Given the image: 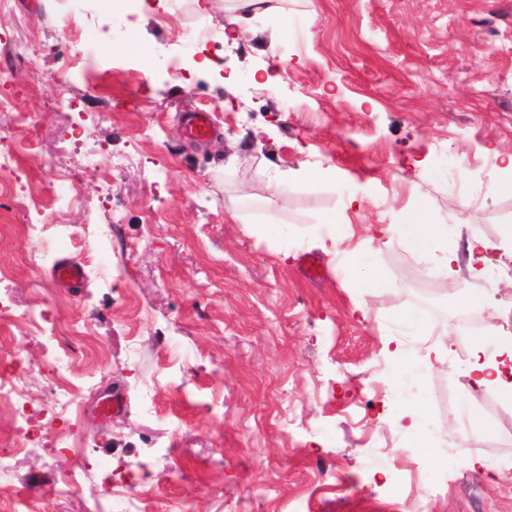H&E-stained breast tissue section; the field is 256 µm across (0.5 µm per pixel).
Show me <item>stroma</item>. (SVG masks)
I'll return each mask as SVG.
<instances>
[{
  "label": "stroma",
  "instance_id": "1",
  "mask_svg": "<svg viewBox=\"0 0 512 512\" xmlns=\"http://www.w3.org/2000/svg\"><path fill=\"white\" fill-rule=\"evenodd\" d=\"M130 18L117 0L0 11V94L27 117L0 135L29 208L0 220V298L49 312L64 376L84 390L76 417L54 413L33 327L0 323V359L74 438L18 456L0 506L94 512L109 495L135 512H408L435 471L427 512H512V397L470 387L472 340L454 318L480 292L494 300L478 324L512 318V283L442 278L404 246L421 207L457 248L512 234L499 160L512 154V0H212L204 13L167 0ZM204 56L216 69L195 70ZM194 109L217 129L201 147L182 135ZM320 163L331 180L301 179ZM277 172L287 187L262 193ZM330 222L332 250L319 242ZM47 249L84 266L80 292L52 284ZM351 250L362 267L340 262ZM433 329L453 361L394 375L388 344L412 364ZM110 394L123 407L100 418ZM466 406L481 428L448 473ZM414 419L440 430L434 446L407 445ZM162 450L177 480L155 466ZM477 456L487 469L470 468ZM79 465L85 482L63 495L59 475Z\"/></svg>",
  "mask_w": 512,
  "mask_h": 512
}]
</instances>
